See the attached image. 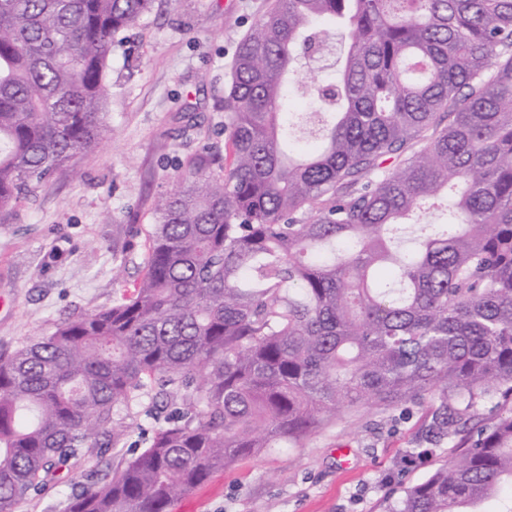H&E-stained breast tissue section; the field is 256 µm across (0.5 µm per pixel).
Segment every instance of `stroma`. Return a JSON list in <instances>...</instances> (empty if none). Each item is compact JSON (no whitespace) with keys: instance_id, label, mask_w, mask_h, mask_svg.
Masks as SVG:
<instances>
[{"instance_id":"35a3bbf8","label":"stroma","mask_w":512,"mask_h":512,"mask_svg":"<svg viewBox=\"0 0 512 512\" xmlns=\"http://www.w3.org/2000/svg\"><path fill=\"white\" fill-rule=\"evenodd\" d=\"M267 0H155L121 32L108 74L109 131L94 151L0 210V355L49 334L68 317L111 306L140 279L154 200L171 192L187 159L224 152V98L240 39ZM124 265L123 283L112 268ZM152 395L122 447L60 472L19 512H64L86 475L139 454L153 425ZM426 407L342 413L296 448L236 460L174 512H387L404 487L457 457L458 437L421 452Z\"/></svg>"}]
</instances>
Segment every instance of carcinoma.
I'll list each match as a JSON object with an SVG mask.
<instances>
[{
	"instance_id": "cac0c4a2",
	"label": "carcinoma",
	"mask_w": 512,
	"mask_h": 512,
	"mask_svg": "<svg viewBox=\"0 0 512 512\" xmlns=\"http://www.w3.org/2000/svg\"><path fill=\"white\" fill-rule=\"evenodd\" d=\"M154 0H0V209L97 148L116 35ZM322 62L323 112L288 87ZM224 164L155 205L142 278L0 355V512L180 403L66 512H173L345 408L427 403L420 443L512 402V0H269L238 44ZM409 248L396 233L417 212ZM512 492V409L388 512ZM498 400H489L481 402L475 409L471 421L468 423L469 429L473 425H486L493 422L499 415L505 414L512 407V403H499Z\"/></svg>"
}]
</instances>
